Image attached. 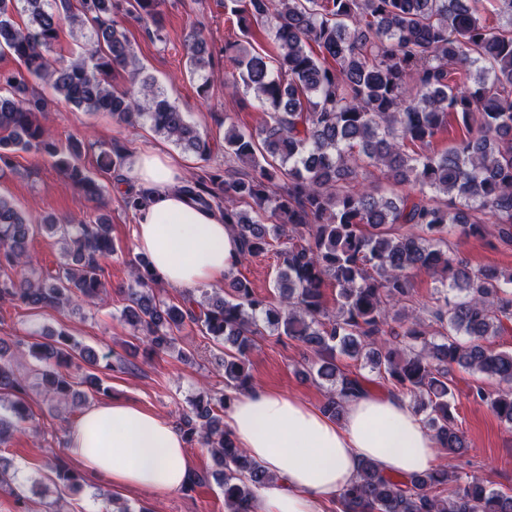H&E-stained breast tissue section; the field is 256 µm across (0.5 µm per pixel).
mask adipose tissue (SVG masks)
<instances>
[{"mask_svg": "<svg viewBox=\"0 0 512 512\" xmlns=\"http://www.w3.org/2000/svg\"><path fill=\"white\" fill-rule=\"evenodd\" d=\"M126 174L151 192L133 238L160 280L191 292L222 284L239 242L217 213L196 208L181 192L179 168L147 145L128 159ZM224 427L273 476L255 490L256 512H318L356 480L364 462L411 476L435 469L441 456L409 400L391 392L349 397L335 421L302 399L254 387L236 395ZM65 446L85 471L121 491L164 497L194 473L173 425L127 401L88 406L69 426Z\"/></svg>", "mask_w": 512, "mask_h": 512, "instance_id": "ef3b65f1", "label": "adipose tissue"}]
</instances>
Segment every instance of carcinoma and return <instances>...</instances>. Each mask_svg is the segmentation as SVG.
Instances as JSON below:
<instances>
[{"instance_id": "obj_1", "label": "carcinoma", "mask_w": 512, "mask_h": 512, "mask_svg": "<svg viewBox=\"0 0 512 512\" xmlns=\"http://www.w3.org/2000/svg\"><path fill=\"white\" fill-rule=\"evenodd\" d=\"M246 39L262 26L276 49L271 57L224 44L234 89L254 93L269 120L256 132L229 125L224 154L235 170H203L182 191L215 210L238 237L235 264L279 245L275 290L279 302L233 278L207 302L159 298L151 261L132 264L124 321L155 353L177 347L186 324L224 345V397L198 396L178 429L189 445L209 449L221 467L225 512H252L254 488L272 479L224 429L222 416L238 392L253 385L245 367L260 325L303 344L316 361L302 374L327 384L323 413L338 419L344 399L368 391L364 378L341 368L364 359L390 391L411 398L448 454L467 451L451 410L448 367L456 364L498 381L472 392L512 428V351L486 341L512 321V271L472 267L443 249L447 236L483 237L481 215L496 217L499 238L512 241V0H225ZM161 0H0V54L18 72H0V165L11 153L34 152L54 161L88 200L103 186L78 159L87 143L61 147L38 121L47 111L29 78L49 82L77 109L107 112L121 122L144 118L155 133L188 154L206 157L208 140L143 74L114 16L125 10L151 20L149 37L163 38ZM90 32L85 55L66 61L48 52L63 23ZM191 73L211 65L198 33L187 44ZM131 69L135 87L119 90L112 74ZM452 146L434 149L437 136ZM128 151L119 144L99 154L98 168L120 170ZM377 167L409 190L390 196L358 188L361 170ZM150 192L122 197L137 213ZM43 232L60 244L53 270L33 264L28 239ZM114 252L105 215L94 222L49 216L34 224L0 195V302L61 309L103 300L101 260ZM441 284L428 317L405 313L414 303L411 273ZM336 288L329 309L328 285ZM40 363L39 384L57 402H76L68 369L76 358L97 363L89 349L60 332L50 342H16ZM28 385L0 354V446L31 420ZM63 486L83 476L51 465ZM339 512H512V494L496 490L451 464L409 477L384 475L372 462L336 498Z\"/></svg>"}]
</instances>
